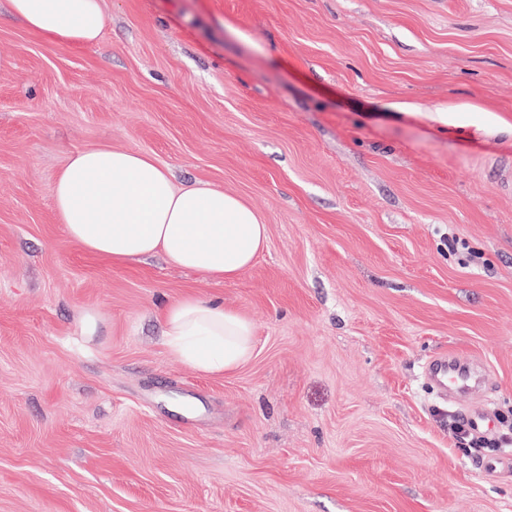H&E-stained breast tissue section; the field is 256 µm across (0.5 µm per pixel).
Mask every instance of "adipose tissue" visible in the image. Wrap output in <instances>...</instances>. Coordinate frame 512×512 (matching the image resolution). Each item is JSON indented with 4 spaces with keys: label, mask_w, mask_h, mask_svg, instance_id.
<instances>
[{
    "label": "adipose tissue",
    "mask_w": 512,
    "mask_h": 512,
    "mask_svg": "<svg viewBox=\"0 0 512 512\" xmlns=\"http://www.w3.org/2000/svg\"><path fill=\"white\" fill-rule=\"evenodd\" d=\"M8 12L52 41L89 45L104 27L103 0H6ZM54 205L69 238L125 262L163 255L171 264L231 280L267 242L262 214L242 197L204 184L176 186L152 156L96 147L72 152L54 185ZM168 349L207 375L245 363L254 326L223 300L186 295L161 313Z\"/></svg>",
    "instance_id": "obj_1"
}]
</instances>
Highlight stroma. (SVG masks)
Here are the masks:
<instances>
[{"label":"stroma","mask_w":512,"mask_h":512,"mask_svg":"<svg viewBox=\"0 0 512 512\" xmlns=\"http://www.w3.org/2000/svg\"><path fill=\"white\" fill-rule=\"evenodd\" d=\"M104 11L75 46L0 8V512H512L448 428L512 416V0ZM99 146L245 198L265 249L228 281L87 253L53 186ZM189 292L253 320L248 362L168 350ZM448 354L485 394L437 395Z\"/></svg>","instance_id":"35a3bbf8"}]
</instances>
